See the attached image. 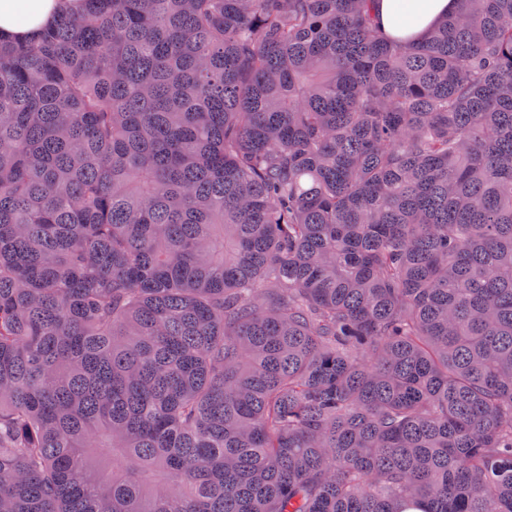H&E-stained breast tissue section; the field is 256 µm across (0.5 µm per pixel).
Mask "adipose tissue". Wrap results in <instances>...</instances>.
I'll list each match as a JSON object with an SVG mask.
<instances>
[{"label":"adipose tissue","instance_id":"1","mask_svg":"<svg viewBox=\"0 0 512 512\" xmlns=\"http://www.w3.org/2000/svg\"><path fill=\"white\" fill-rule=\"evenodd\" d=\"M80 0H0V39L21 42L38 36L53 25L66 9ZM457 0H376L382 28L390 35L412 39L453 14Z\"/></svg>","mask_w":512,"mask_h":512}]
</instances>
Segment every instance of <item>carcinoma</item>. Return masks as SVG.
I'll use <instances>...</instances> for the list:
<instances>
[{
    "label": "carcinoma",
    "mask_w": 512,
    "mask_h": 512,
    "mask_svg": "<svg viewBox=\"0 0 512 512\" xmlns=\"http://www.w3.org/2000/svg\"><path fill=\"white\" fill-rule=\"evenodd\" d=\"M458 2L0 41V512H512V0ZM456 0H377L382 28L390 35L412 39L425 34L435 23L456 11Z\"/></svg>",
    "instance_id": "1"
}]
</instances>
